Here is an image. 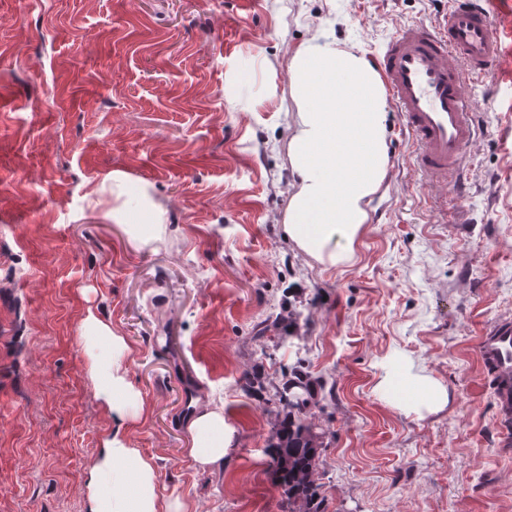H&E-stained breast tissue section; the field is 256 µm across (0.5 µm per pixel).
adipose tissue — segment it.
<instances>
[{"mask_svg": "<svg viewBox=\"0 0 512 512\" xmlns=\"http://www.w3.org/2000/svg\"><path fill=\"white\" fill-rule=\"evenodd\" d=\"M288 71L297 112L288 126L291 197L283 224L308 256L347 261L387 174L384 88L364 56L333 40L299 44ZM337 236L345 241L338 252L329 248ZM79 331L95 397L111 421L88 473V512H186L180 498L161 501L154 462L126 442L143 400L129 379L125 338L91 310ZM188 432L193 464L223 466L233 438L223 409H200Z\"/></svg>", "mask_w": 512, "mask_h": 512, "instance_id": "1", "label": "adipose tissue"}]
</instances>
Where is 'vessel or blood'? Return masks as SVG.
Returning <instances> with one entry per match:
<instances>
[{"label": "vessel or blood", "mask_w": 512, "mask_h": 512, "mask_svg": "<svg viewBox=\"0 0 512 512\" xmlns=\"http://www.w3.org/2000/svg\"><path fill=\"white\" fill-rule=\"evenodd\" d=\"M493 0H447L443 19L408 24L390 38L373 66L415 145L418 170L433 185L463 186V157L479 128L465 93L468 79L491 73L501 48L493 31ZM484 368L495 381L503 420L512 419V316L477 338Z\"/></svg>", "instance_id": "vessel-or-blood-1"}]
</instances>
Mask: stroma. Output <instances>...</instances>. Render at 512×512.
<instances>
[{"label":"stroma","mask_w":512,"mask_h":512,"mask_svg":"<svg viewBox=\"0 0 512 512\" xmlns=\"http://www.w3.org/2000/svg\"><path fill=\"white\" fill-rule=\"evenodd\" d=\"M440 11L0 0V512H87L110 427L78 340L90 308L124 336L145 401L128 443L192 512H285L275 388L299 362L334 385L307 415L326 512H512V450L476 351L512 315V0L494 5L500 69L467 88L480 131L464 194L421 185L390 104L387 174L353 259L316 261L283 229L293 49L326 36L370 60ZM117 179L161 211L149 244L112 217L127 207ZM442 198L465 223L442 222ZM414 375L447 405L410 409ZM207 402L234 437L203 470L185 450Z\"/></svg>","instance_id":"obj_1"}]
</instances>
